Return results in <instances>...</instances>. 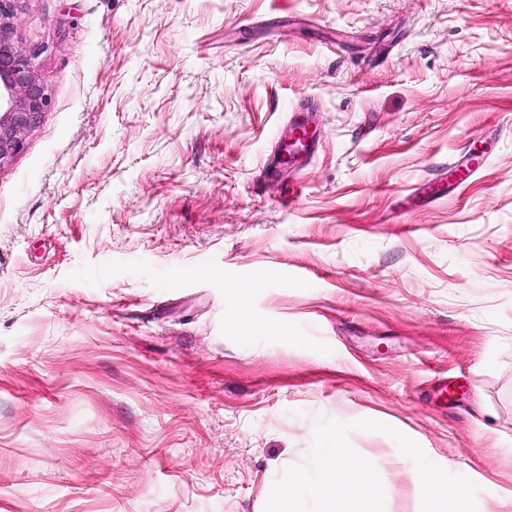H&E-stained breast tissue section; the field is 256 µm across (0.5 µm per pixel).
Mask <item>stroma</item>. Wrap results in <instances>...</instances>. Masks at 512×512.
<instances>
[{
	"instance_id": "obj_1",
	"label": "stroma",
	"mask_w": 512,
	"mask_h": 512,
	"mask_svg": "<svg viewBox=\"0 0 512 512\" xmlns=\"http://www.w3.org/2000/svg\"><path fill=\"white\" fill-rule=\"evenodd\" d=\"M16 37L51 102L0 167V512H258L360 419L512 512V0H20ZM300 101L317 151L261 180Z\"/></svg>"
}]
</instances>
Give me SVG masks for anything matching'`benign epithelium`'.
<instances>
[{"label":"benign epithelium","instance_id":"7a95c632","mask_svg":"<svg viewBox=\"0 0 512 512\" xmlns=\"http://www.w3.org/2000/svg\"><path fill=\"white\" fill-rule=\"evenodd\" d=\"M16 2L0 0V167L21 150L50 102L36 64L38 52L16 41Z\"/></svg>","mask_w":512,"mask_h":512}]
</instances>
